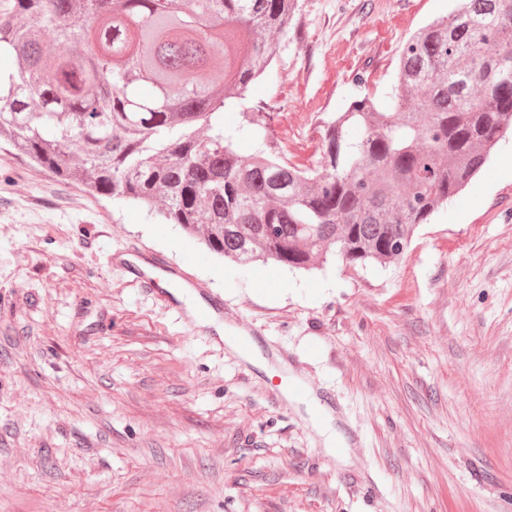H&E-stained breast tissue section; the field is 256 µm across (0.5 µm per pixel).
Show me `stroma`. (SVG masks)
<instances>
[{"mask_svg": "<svg viewBox=\"0 0 512 512\" xmlns=\"http://www.w3.org/2000/svg\"><path fill=\"white\" fill-rule=\"evenodd\" d=\"M457 0H298L275 78L280 161L387 100L396 54ZM186 267L249 329L260 369L188 329L119 263ZM314 389L350 457L325 451ZM0 512H512V138L398 260L289 271L55 180L0 143Z\"/></svg>", "mask_w": 512, "mask_h": 512, "instance_id": "35a3bbf8", "label": "stroma"}]
</instances>
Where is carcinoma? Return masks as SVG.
Wrapping results in <instances>:
<instances>
[{"mask_svg":"<svg viewBox=\"0 0 512 512\" xmlns=\"http://www.w3.org/2000/svg\"><path fill=\"white\" fill-rule=\"evenodd\" d=\"M297 9L12 0L0 11V138L56 180L175 224L238 265L394 261L512 132V0H460L414 32L389 105L353 101L304 169L277 158L265 102L224 131V108L266 77Z\"/></svg>","mask_w":512,"mask_h":512,"instance_id":"carcinoma-1","label":"carcinoma"}]
</instances>
